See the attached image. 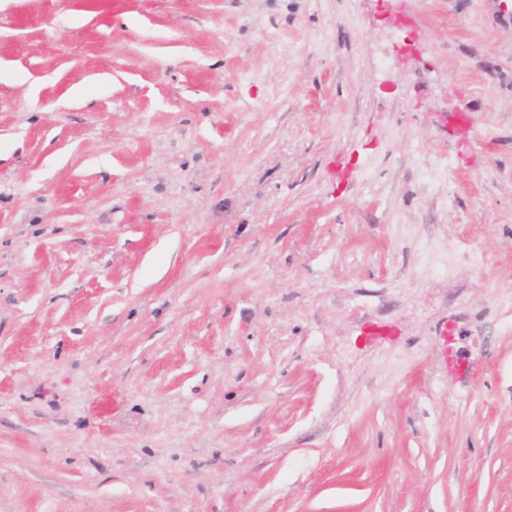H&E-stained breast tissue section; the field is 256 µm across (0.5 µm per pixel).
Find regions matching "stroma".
I'll use <instances>...</instances> for the list:
<instances>
[{
    "label": "stroma",
    "mask_w": 512,
    "mask_h": 512,
    "mask_svg": "<svg viewBox=\"0 0 512 512\" xmlns=\"http://www.w3.org/2000/svg\"><path fill=\"white\" fill-rule=\"evenodd\" d=\"M0 512H512V0H0Z\"/></svg>",
    "instance_id": "1"
}]
</instances>
